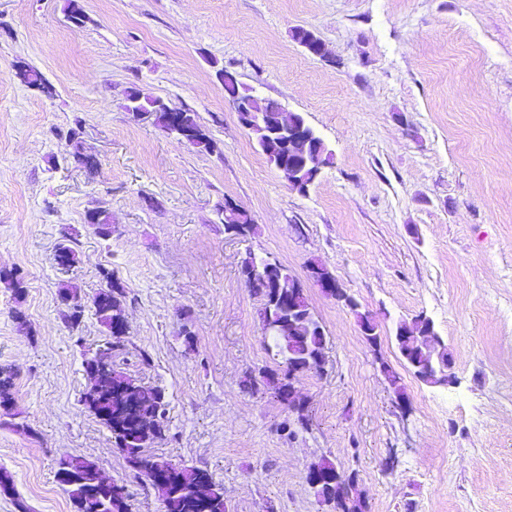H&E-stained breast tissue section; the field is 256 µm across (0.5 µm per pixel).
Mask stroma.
I'll use <instances>...</instances> for the list:
<instances>
[{"label": "stroma", "mask_w": 512, "mask_h": 512, "mask_svg": "<svg viewBox=\"0 0 512 512\" xmlns=\"http://www.w3.org/2000/svg\"><path fill=\"white\" fill-rule=\"evenodd\" d=\"M69 2L0 0V368L14 373L0 512H74L55 478L68 456L123 485L131 512H164L81 401L85 359L108 339L92 304L108 272L129 322L112 360L165 391L153 454L209 473L229 512H323L304 480L323 456L357 472L370 512H512V0H77L81 25ZM21 64L53 96L21 84ZM222 69L332 151L306 191L261 153ZM134 87L195 112L212 148L134 122ZM74 128L94 171L69 155ZM228 201L250 235L227 233ZM99 207L110 235L87 222ZM249 253L301 280L327 338L324 372L296 384L310 422L291 433L286 405L243 387L281 369L241 273ZM314 262L358 311L313 282ZM66 284L84 303L75 326ZM419 315L457 385L401 357L396 326Z\"/></svg>", "instance_id": "1"}]
</instances>
